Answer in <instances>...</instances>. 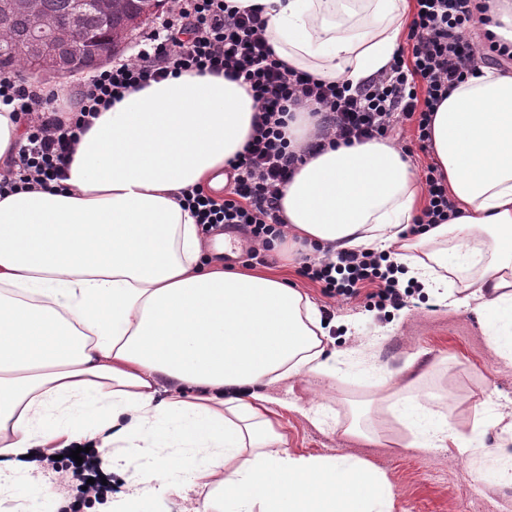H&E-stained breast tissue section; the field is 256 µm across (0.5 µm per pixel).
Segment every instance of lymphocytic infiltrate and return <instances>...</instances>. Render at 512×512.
Returning a JSON list of instances; mask_svg holds the SVG:
<instances>
[{
  "label": "lymphocytic infiltrate",
  "instance_id": "lymphocytic-infiltrate-1",
  "mask_svg": "<svg viewBox=\"0 0 512 512\" xmlns=\"http://www.w3.org/2000/svg\"><path fill=\"white\" fill-rule=\"evenodd\" d=\"M475 0H415L406 46L388 71L365 83L324 82L288 69L263 31L260 10L240 11L227 0H170L165 18L130 57L97 71L78 91L67 115H60L55 91L32 87L21 74L0 78V103L10 106L26 129L0 192L45 190L64 179L79 134L102 109L132 88L187 72L224 75L246 85L259 106L252 133L230 163L231 187L217 198L192 189L182 199L200 224L243 228L271 241L283 233L279 190L293 177L304 154L323 142L352 143L394 136L413 122L420 149L430 141L432 114L480 64L512 65V54L488 46L478 51L471 35ZM309 109L320 118V139L304 153L290 150L283 130L291 112ZM427 203L414 227L441 224L456 213L436 165L425 173ZM397 266L383 255L350 252L336 261L305 258L302 273L329 298L352 297L370 285L378 309H398L411 297Z\"/></svg>",
  "mask_w": 512,
  "mask_h": 512
}]
</instances>
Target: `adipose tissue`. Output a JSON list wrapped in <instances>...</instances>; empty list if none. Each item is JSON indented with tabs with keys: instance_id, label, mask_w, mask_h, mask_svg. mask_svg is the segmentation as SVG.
Wrapping results in <instances>:
<instances>
[{
	"instance_id": "ef3b65f1",
	"label": "adipose tissue",
	"mask_w": 512,
	"mask_h": 512,
	"mask_svg": "<svg viewBox=\"0 0 512 512\" xmlns=\"http://www.w3.org/2000/svg\"><path fill=\"white\" fill-rule=\"evenodd\" d=\"M259 5L288 68L358 84L389 67L411 0H230ZM258 105L244 86L185 73L128 90L82 133L62 187L0 197V494L24 482L22 512L69 502L29 474L33 449L92 442L101 467L145 464L106 512L199 491L195 512H392L393 488L348 456L296 455L265 389L336 376L324 319L277 274L224 267L180 203L221 192ZM433 157L456 218L407 236L424 187L388 140L325 146L279 195L293 247L392 252L438 302L497 315L490 341L512 358V73L479 67L436 109ZM412 448L485 454L481 438L417 397Z\"/></svg>"
}]
</instances>
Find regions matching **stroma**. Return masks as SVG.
Listing matches in <instances>:
<instances>
[{"label":"stroma","mask_w":512,"mask_h":512,"mask_svg":"<svg viewBox=\"0 0 512 512\" xmlns=\"http://www.w3.org/2000/svg\"><path fill=\"white\" fill-rule=\"evenodd\" d=\"M288 278L318 304L330 325L328 345L340 362L335 379H287L268 388L273 399L298 405L281 413L289 452L368 462L392 484L393 512H512V485L497 480L493 458L466 459L452 448H384L339 429L368 399L372 415L400 426L404 412L374 402L375 384L385 376L397 384L413 373L420 376L418 397L463 432H470L477 413L512 412V361L500 356L489 340L491 316L439 304L420 290L405 307L381 311L363 292L348 300L325 297L299 268L289 269ZM319 404L333 425H313L299 412ZM93 459L90 452L79 462L66 455L40 474L70 499V512L97 508L76 481L78 474L92 470Z\"/></svg>","instance_id":"obj_1"}]
</instances>
